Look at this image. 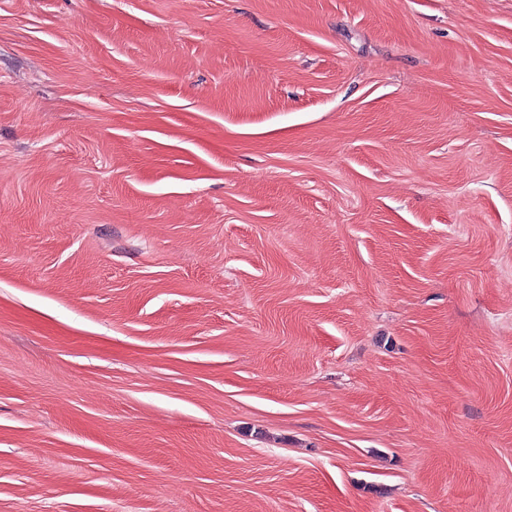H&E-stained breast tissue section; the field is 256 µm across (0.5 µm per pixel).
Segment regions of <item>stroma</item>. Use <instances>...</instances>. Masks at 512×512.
Wrapping results in <instances>:
<instances>
[{
  "label": "stroma",
  "instance_id": "obj_1",
  "mask_svg": "<svg viewBox=\"0 0 512 512\" xmlns=\"http://www.w3.org/2000/svg\"><path fill=\"white\" fill-rule=\"evenodd\" d=\"M0 512H512V0H0Z\"/></svg>",
  "mask_w": 512,
  "mask_h": 512
}]
</instances>
